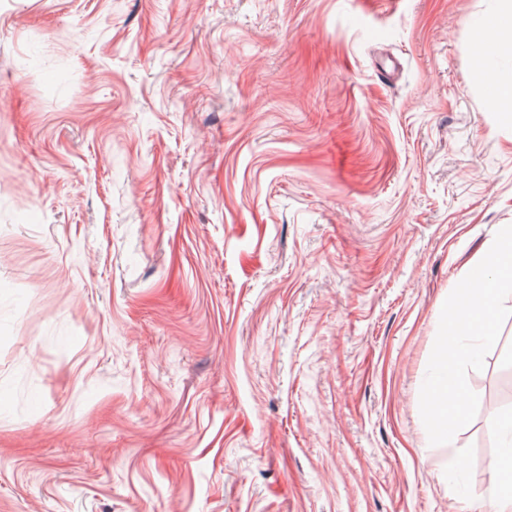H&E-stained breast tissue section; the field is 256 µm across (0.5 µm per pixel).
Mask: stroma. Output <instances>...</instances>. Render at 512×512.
Wrapping results in <instances>:
<instances>
[{
	"instance_id": "obj_1",
	"label": "stroma",
	"mask_w": 512,
	"mask_h": 512,
	"mask_svg": "<svg viewBox=\"0 0 512 512\" xmlns=\"http://www.w3.org/2000/svg\"><path fill=\"white\" fill-rule=\"evenodd\" d=\"M493 5L0 0V512H489L419 395L512 225ZM495 8L474 20L470 57L485 76L488 99L493 108L512 105V69L501 71L499 59H512V1L495 0Z\"/></svg>"
}]
</instances>
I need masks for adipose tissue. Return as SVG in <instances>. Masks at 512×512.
Here are the masks:
<instances>
[{"instance_id": "adipose-tissue-1", "label": "adipose tissue", "mask_w": 512, "mask_h": 512, "mask_svg": "<svg viewBox=\"0 0 512 512\" xmlns=\"http://www.w3.org/2000/svg\"><path fill=\"white\" fill-rule=\"evenodd\" d=\"M472 30L470 57L485 77L491 106H511L512 69L500 70L497 62L512 59V0H496L492 11L474 20ZM494 433L501 441L493 465L494 512H512V414L495 421Z\"/></svg>"}]
</instances>
